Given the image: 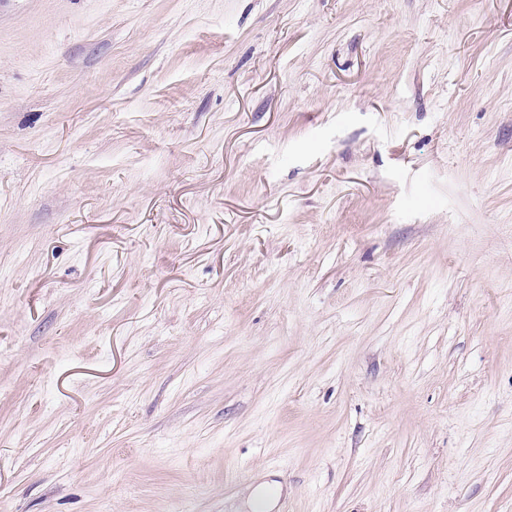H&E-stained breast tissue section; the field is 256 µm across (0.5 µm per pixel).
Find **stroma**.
Masks as SVG:
<instances>
[{"label":"stroma","instance_id":"stroma-1","mask_svg":"<svg viewBox=\"0 0 512 512\" xmlns=\"http://www.w3.org/2000/svg\"><path fill=\"white\" fill-rule=\"evenodd\" d=\"M512 512V0H0V512Z\"/></svg>","mask_w":512,"mask_h":512}]
</instances>
